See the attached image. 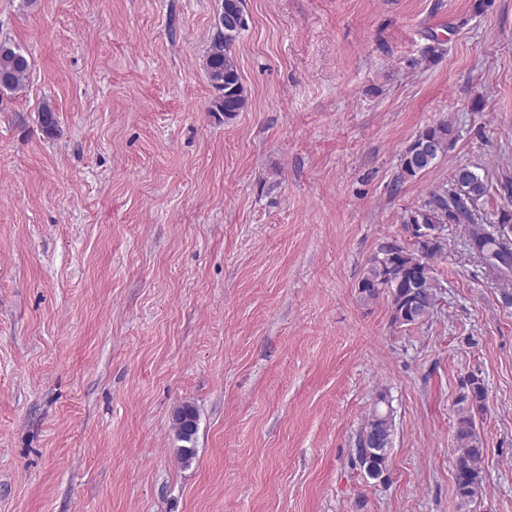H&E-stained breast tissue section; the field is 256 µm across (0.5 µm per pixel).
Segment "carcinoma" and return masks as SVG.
<instances>
[{
    "label": "carcinoma",
    "instance_id": "carcinoma-1",
    "mask_svg": "<svg viewBox=\"0 0 512 512\" xmlns=\"http://www.w3.org/2000/svg\"><path fill=\"white\" fill-rule=\"evenodd\" d=\"M235 3L224 0V13L218 17V30L206 59L209 83L221 93L210 111L220 112L226 119L234 117L247 105V96L232 54V47L246 24L244 13H236ZM30 68L27 55L18 46L0 40V96L22 89ZM39 123L46 136L58 134V116L51 103L42 104ZM451 135L452 128L446 122L420 131L401 157L402 173L411 178L429 170L448 150ZM491 188L487 177L468 166L456 168L450 181L432 187L425 202L407 211L403 217V223L413 238V248L396 242L381 245L358 282L360 299L369 302L386 295L390 299L392 323L399 326L415 325L433 314L439 282L431 260L441 251L442 241L439 237L419 235L418 231L424 225L430 228L444 224L468 225L472 250L494 274L508 276L512 272V215L503 214L493 233L478 222L475 213L476 202ZM465 387L466 391L458 399L455 483L457 495L469 501L484 488V448L476 432L475 415L486 412L488 395L483 380L476 376L468 377ZM384 402L385 394H378L377 405L369 413L365 425H382L390 437L393 427L391 412L379 408ZM173 425L177 439L185 443L179 449L180 459L188 464L195 456L193 443L198 430L195 409L190 405L177 409ZM390 448L389 442L382 448H365L362 438H357L356 459L368 478L380 479L388 471Z\"/></svg>",
    "mask_w": 512,
    "mask_h": 512
}]
</instances>
